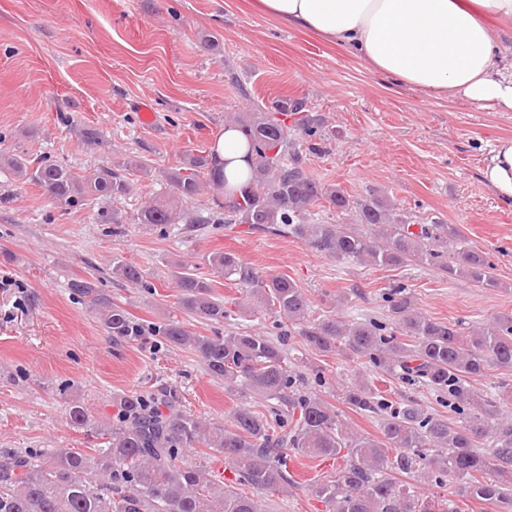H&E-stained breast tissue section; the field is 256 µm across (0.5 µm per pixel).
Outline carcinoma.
I'll list each match as a JSON object with an SVG mask.
<instances>
[{
  "mask_svg": "<svg viewBox=\"0 0 512 512\" xmlns=\"http://www.w3.org/2000/svg\"><path fill=\"white\" fill-rule=\"evenodd\" d=\"M228 118L253 156L238 199L217 203L206 216L186 215L180 202L204 189L198 170H210L215 187L224 188V174L210 158L191 155L183 167L163 173L173 192L146 204L140 223L245 224L300 239L336 260L385 268L417 261L479 287H497L485 254L456 246L460 234L454 226L413 225L379 195L353 198L313 178L307 157L322 153L327 137L323 119L308 112L304 99L287 98L271 110L234 112ZM0 165L39 185L61 206H73L86 195L122 197L130 190L122 172L144 169L125 157L79 179L59 163L32 167L26 158L2 152ZM324 202L354 221H320L314 207ZM210 265L246 289L280 324L298 328L307 347L321 353L344 349L409 386L448 396L456 422L426 412L413 399L396 402L362 382L345 398L360 412L377 416L380 436L354 434L334 406L308 389L283 346L268 337L251 331L193 336L175 319L146 325L93 281L79 279L71 283L74 294L111 335L137 341L150 334L168 345L192 346L209 373L224 380L227 392L258 397L269 415L239 407L231 424L205 427L174 410L179 395L172 388L165 394L166 413L143 395L118 396L103 448H58L40 462L0 448V512H263L259 496L297 486L290 472L297 456L339 463L335 475L308 485L327 512H459L460 499L489 505L492 512H512V419L503 413L512 383L501 379L490 394L473 386L493 368L512 370V316H499L483 328L462 320L435 321L419 311L404 285L395 284L381 295L388 312L383 320L314 318L311 300L294 280L264 275L228 252L213 255ZM112 277L146 284L144 270L123 261L112 265ZM176 285L182 308L196 318L229 325L237 320L238 311L213 296L210 280L180 272ZM67 410L72 426L89 425L84 404L70 399ZM184 448L224 455L234 482L183 461ZM419 482L451 483L450 498L429 504L418 494Z\"/></svg>",
  "mask_w": 512,
  "mask_h": 512,
  "instance_id": "cac0c4a2",
  "label": "carcinoma"
}]
</instances>
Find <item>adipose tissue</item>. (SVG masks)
I'll list each match as a JSON object with an SVG mask.
<instances>
[{"label": "adipose tissue", "instance_id": "1", "mask_svg": "<svg viewBox=\"0 0 512 512\" xmlns=\"http://www.w3.org/2000/svg\"><path fill=\"white\" fill-rule=\"evenodd\" d=\"M257 7L428 96L512 112V62L505 60L512 49L503 41L512 0H473L468 7L461 0H258ZM210 152L224 166L225 196H233L250 173L244 136L225 127ZM482 176L512 202V139L498 143Z\"/></svg>", "mask_w": 512, "mask_h": 512}]
</instances>
